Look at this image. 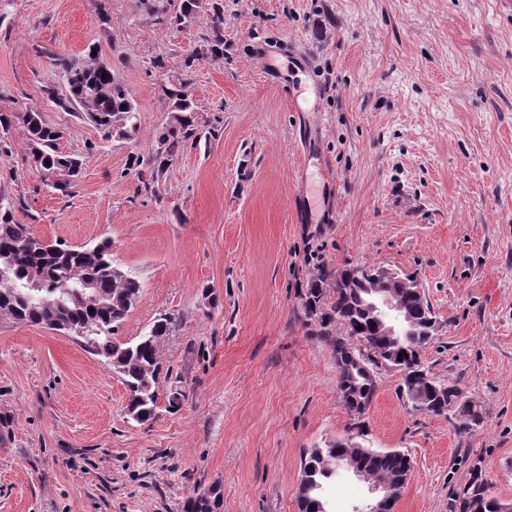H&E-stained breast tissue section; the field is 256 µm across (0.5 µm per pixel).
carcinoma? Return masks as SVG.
I'll return each mask as SVG.
<instances>
[{"label":"carcinoma","mask_w":512,"mask_h":512,"mask_svg":"<svg viewBox=\"0 0 512 512\" xmlns=\"http://www.w3.org/2000/svg\"><path fill=\"white\" fill-rule=\"evenodd\" d=\"M202 16L209 17L211 34L206 45L186 57L185 67L204 57L223 55L224 18L218 0H181L178 24ZM56 72L65 79L69 98L61 107L77 103L86 90L95 93L96 117L90 119L105 137L128 139L137 131L139 113L129 88L108 64L83 63L58 55L52 58ZM107 77H102V74ZM171 101V122L160 140V150L152 160V175L159 176L172 164L180 148L201 139L193 102L178 87H164ZM18 120L28 133L31 163L43 183L64 192L68 184L49 182L57 170H81L74 156L58 150L62 131L47 125L37 108H29L10 118L0 113V132L9 133L12 120ZM14 199L0 195V313L14 322L56 330L68 325L75 332L82 328L93 337L90 352L105 360L121 377L129 393L127 408L144 424L156 418L159 409L161 365L151 343L154 336H165L175 319L164 316L133 341L119 336L121 325L138 300L142 284L134 276L112 264V243L104 240L93 247H72L64 242L46 244L15 220ZM360 285L348 265L334 272L318 270L300 295L307 320L315 335L328 342L336 361V389L351 419H360L376 392L374 371L384 366L403 372L422 364L421 355L432 341L433 311L417 276L396 275ZM393 291L397 313L412 318L416 326L407 336H385L380 316L372 306L376 290ZM412 389L428 405L426 414L441 416L435 405L437 391L455 405L461 426L469 430L482 424L481 406L461 399L460 391L440 381L419 380L402 386ZM363 464L366 471L388 482L390 498H400L410 475L406 455L399 450L377 451L358 442L338 440L325 448H314L301 462L302 482L297 497L298 512H327L325 486L339 474L341 466ZM210 491L188 499L184 512H209ZM498 502L487 497L481 472L473 470L470 480L457 488L448 501V512H498Z\"/></svg>","instance_id":"cac0c4a2"}]
</instances>
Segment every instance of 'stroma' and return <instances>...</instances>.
I'll use <instances>...</instances> for the list:
<instances>
[{
	"mask_svg": "<svg viewBox=\"0 0 512 512\" xmlns=\"http://www.w3.org/2000/svg\"><path fill=\"white\" fill-rule=\"evenodd\" d=\"M155 4L0 0V110L38 108L83 161L51 191L13 125L0 194L35 236L111 240L142 284L119 334L176 317L161 390L185 394L138 424L80 340L0 316V512H183L214 485L220 512H298L303 456L343 439L408 455L395 512H448L476 466L512 508V0H222L224 54L189 70L208 24ZM90 46L132 93L131 138L55 103L51 57ZM177 82L202 138L145 186L129 162L159 150ZM363 262L417 273L436 320L423 364L481 425L414 411L384 369L354 424L299 295L318 266ZM368 496L340 475L328 510Z\"/></svg>",
	"mask_w": 512,
	"mask_h": 512,
	"instance_id": "35a3bbf8",
	"label": "stroma"
}]
</instances>
